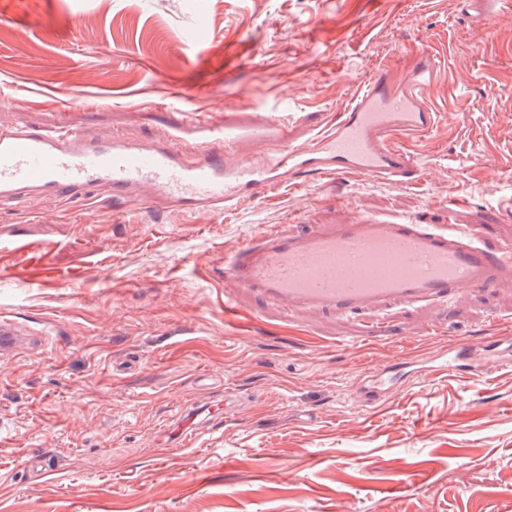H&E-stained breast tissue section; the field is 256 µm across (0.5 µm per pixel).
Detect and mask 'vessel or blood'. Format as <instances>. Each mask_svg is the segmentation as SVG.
Listing matches in <instances>:
<instances>
[{"label": "vessel or blood", "mask_w": 512, "mask_h": 512, "mask_svg": "<svg viewBox=\"0 0 512 512\" xmlns=\"http://www.w3.org/2000/svg\"><path fill=\"white\" fill-rule=\"evenodd\" d=\"M436 57L420 51L405 73L390 65L373 73L340 118L295 143L287 123L253 127L270 149L266 158L238 154L239 131L201 127L186 139L97 138L62 125L35 131L0 128V205L40 199L68 201L93 189L119 200L150 193L176 201L185 214H218L272 183L297 186L359 171L372 179L411 177L418 169L407 141L429 134L438 112L424 91L438 72ZM220 275L288 309L348 316L370 302L414 304L451 299L459 285L490 289L512 280V244L488 247L454 232L409 219L360 222L329 230L267 228L225 255ZM23 324L0 317V358L23 340ZM512 362V334L468 341L448 350L436 369L454 374L471 355Z\"/></svg>", "instance_id": "b4317fda"}]
</instances>
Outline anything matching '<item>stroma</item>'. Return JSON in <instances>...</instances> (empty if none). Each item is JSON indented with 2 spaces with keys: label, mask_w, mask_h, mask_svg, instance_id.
I'll use <instances>...</instances> for the list:
<instances>
[{
  "label": "stroma",
  "mask_w": 512,
  "mask_h": 512,
  "mask_svg": "<svg viewBox=\"0 0 512 512\" xmlns=\"http://www.w3.org/2000/svg\"><path fill=\"white\" fill-rule=\"evenodd\" d=\"M422 48L445 55L426 91L440 116L409 144V181L273 184L211 217L104 194L0 205V314L42 341L0 363V512H512V363L431 371L512 330V283L343 318L245 292L228 314L214 275L277 224L410 216L512 241V0L490 16L462 0H0V127L157 141L285 120L304 141ZM379 369L396 380L372 402ZM228 394L231 415L164 446L181 410Z\"/></svg>",
  "instance_id": "obj_1"
}]
</instances>
